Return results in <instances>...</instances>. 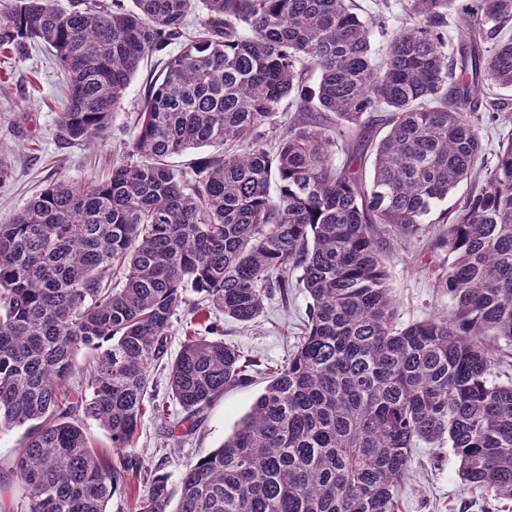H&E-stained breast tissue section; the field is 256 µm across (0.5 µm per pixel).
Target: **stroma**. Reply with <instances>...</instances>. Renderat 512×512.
I'll list each match as a JSON object with an SVG mask.
<instances>
[{"label": "stroma", "instance_id": "stroma-1", "mask_svg": "<svg viewBox=\"0 0 512 512\" xmlns=\"http://www.w3.org/2000/svg\"><path fill=\"white\" fill-rule=\"evenodd\" d=\"M161 70L159 57L145 59L131 80L111 127L88 144L59 140L56 114L65 97V74L42 45L32 44L25 59L0 54V145L9 151L12 175L0 182V224L9 223L30 200L58 178L91 183L122 159L125 143L136 135L135 111L141 104L148 77ZM437 214H430L425 233L387 246L382 259L394 301L395 322L406 326L450 311L447 295L436 278L448 263L447 253L435 245ZM310 299L293 288L287 298L271 296L258 323L246 327L228 320L224 340L259 363L250 385L226 391L208 412L203 427L179 440L165 437L166 419L183 411L168 393L164 371L153 372L158 401L166 416L146 413L135 446L151 464L161 465L171 484H178L186 466L219 447L263 392L269 367L284 364L307 320ZM458 461L447 443L418 442L398 499V512H499L492 494L464 482Z\"/></svg>", "mask_w": 512, "mask_h": 512}]
</instances>
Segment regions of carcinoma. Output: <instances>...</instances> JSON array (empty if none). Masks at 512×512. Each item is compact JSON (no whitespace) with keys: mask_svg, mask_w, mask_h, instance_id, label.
Segmentation results:
<instances>
[{"mask_svg":"<svg viewBox=\"0 0 512 512\" xmlns=\"http://www.w3.org/2000/svg\"><path fill=\"white\" fill-rule=\"evenodd\" d=\"M130 2L0 3V52L22 59L38 42L65 70L69 143L107 131L145 56L176 47L146 81L137 161L55 180L0 224V431L25 429L24 493L0 512H107L129 478L146 488L135 512H397L412 449L445 438L465 482L512 502V383L485 342L512 346V139L480 191L440 214L451 314L396 326L380 260L385 235L425 231L473 173L484 113L509 107L485 97L482 71L512 88V0L459 4L456 45V0H410L395 28L388 0L367 18L355 0ZM205 148L188 171L167 162ZM294 286L311 303L288 361L173 487L134 448L147 406L162 411L151 371L167 369L184 412L174 438L253 365L202 308L169 357L184 291L249 324ZM83 347L96 365L62 397ZM83 417L110 434L113 459Z\"/></svg>","mask_w":512,"mask_h":512,"instance_id":"cac0c4a2","label":"carcinoma"}]
</instances>
